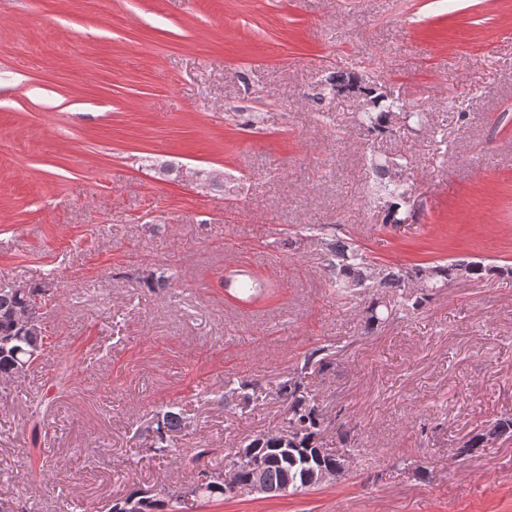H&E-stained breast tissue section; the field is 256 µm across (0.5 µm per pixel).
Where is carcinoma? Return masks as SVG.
<instances>
[{
  "label": "carcinoma",
  "mask_w": 512,
  "mask_h": 512,
  "mask_svg": "<svg viewBox=\"0 0 512 512\" xmlns=\"http://www.w3.org/2000/svg\"><path fill=\"white\" fill-rule=\"evenodd\" d=\"M364 86L375 100L369 111L362 113L363 124L367 132L382 138L394 135L410 119L420 117L418 112H401L395 102L388 97L379 96L375 82L367 80L356 73L336 74L330 79L331 90H350L356 85ZM372 169L375 179L370 186V195L384 207L385 223L399 224V209L404 202V193L400 191L398 181L392 179L390 165L374 164ZM305 237L316 241L321 247V269L330 286L342 296L354 293L350 284L363 280L371 273L377 263L362 249L353 238L342 236L327 229L324 224H306L302 227ZM383 274L371 288L381 291L384 296L372 301L365 309L363 317L365 333H370L378 324L407 310L420 308L428 299L427 291L432 288H448L460 273L469 280H484L497 277H512L511 266L489 265L481 260H452L445 264L417 263L409 268L382 267ZM174 279V273L168 268L153 271L143 279L146 287L167 288ZM46 290L38 285L26 288L0 287V380H14L26 374L32 367L30 352L43 350L46 345V329L43 322L37 326L21 329L16 325L15 315L18 310L32 308L37 298H45ZM326 347L314 348L304 355L302 365L294 375L284 381L279 388V395L288 401V419L286 427L296 430L295 465L284 463L283 440L287 431L261 434L246 441L244 447L255 449V455L265 459V481L271 488L288 487L291 492H300L312 488L303 478L310 463L308 457L314 456L312 442L322 437L325 430L324 418L314 400L306 391L303 379L308 369L316 361L327 359ZM183 426L181 413L170 407L157 415L156 422L148 427L147 450L163 455L170 451V443L175 433ZM512 434V416L500 418L479 433L467 439L460 447V455L468 456L483 447L486 438H499ZM206 471L198 473L197 480L190 486V491L180 498L214 499L224 496V485L206 481Z\"/></svg>",
  "instance_id": "carcinoma-1"
}]
</instances>
